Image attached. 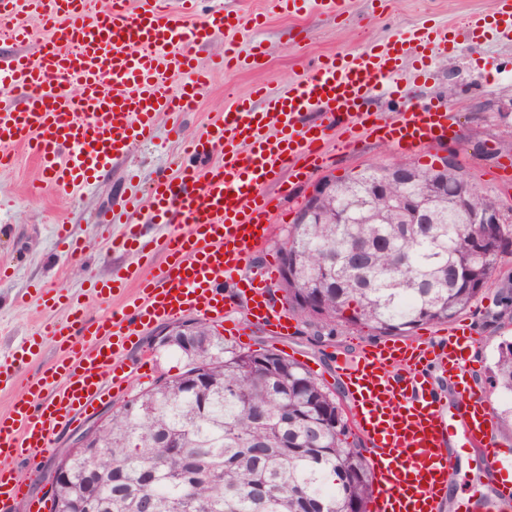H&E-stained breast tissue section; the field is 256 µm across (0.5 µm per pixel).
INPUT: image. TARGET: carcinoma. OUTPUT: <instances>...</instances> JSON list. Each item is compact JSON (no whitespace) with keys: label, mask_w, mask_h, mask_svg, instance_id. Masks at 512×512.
I'll list each match as a JSON object with an SVG mask.
<instances>
[{"label":"carcinoma","mask_w":512,"mask_h":512,"mask_svg":"<svg viewBox=\"0 0 512 512\" xmlns=\"http://www.w3.org/2000/svg\"><path fill=\"white\" fill-rule=\"evenodd\" d=\"M380 167L336 180L313 224L288 229L294 265L280 290L307 321H341L377 336L448 323L478 300L512 255V224H472L495 200L448 176L424 224H402L393 192L412 196L408 171L381 186ZM175 377L112 409L99 451L44 494L49 512L94 485L98 512H368L373 475L336 394L302 362L270 348L224 349L202 320ZM496 384L512 392V342L499 347Z\"/></svg>","instance_id":"1"}]
</instances>
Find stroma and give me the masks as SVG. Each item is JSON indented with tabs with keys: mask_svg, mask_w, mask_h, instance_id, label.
Returning a JSON list of instances; mask_svg holds the SVG:
<instances>
[{
	"mask_svg": "<svg viewBox=\"0 0 512 512\" xmlns=\"http://www.w3.org/2000/svg\"><path fill=\"white\" fill-rule=\"evenodd\" d=\"M500 0H389L379 8L371 0H346V12L335 17L321 6H314L300 18L272 15L259 30L244 28L237 36L242 44L261 40L267 54L260 65L216 74L198 97L195 109L176 117L162 115L156 122L154 138L130 155L113 163L94 188L65 193L46 189L37 163L25 152H18L12 168L0 172V355L8 354L43 323L65 322L66 308H44L39 291L63 290L72 299L85 302L89 316L102 314L106 303L92 293L95 281L111 278L130 263L128 255L112 252L113 237L122 225L103 224V212L119 203L131 190L148 191L160 176L174 174L182 162L181 139L200 136L241 98L256 88L270 93L311 74L319 59L332 53H357L372 44L407 38L424 22L439 24L460 21L469 15L495 12ZM408 97L393 94L376 98L374 107L386 120H393L407 98L448 101L451 109V136L444 141L404 151L359 134L353 147L333 142V161L327 173L344 178L368 165H391L408 160L419 167H430L438 156L456 151L464 173L481 193L496 200L512 222V41L496 35L461 40L454 53L440 62L428 81L403 77ZM292 191L279 195L269 187L273 198L272 231L266 241L245 261L240 277L260 280L270 261H279V245L311 189V179L292 182ZM65 224L69 236L83 246L79 257L69 256L59 244L55 227ZM512 289V261L496 271L485 292L461 321L472 324L480 336L474 352V384L490 398L492 410L512 403V395L493 386L494 364L502 341L512 340V316H504L500 296ZM291 335L274 336L264 327L252 324L248 309L238 305L228 312L231 320L246 326L248 349L276 348L306 364L337 392H344L342 381L333 370L336 357L354 350L357 343H377L366 328L337 325L332 334L317 335L313 324L304 322L296 311H288ZM58 356L52 341H45L16 375L12 384L0 390V413L8 412L20 397L32 374L51 368ZM85 421L61 432L55 453L33 452L19 471L32 496L42 497L40 475L50 473L57 453L69 447ZM492 472L484 455L474 452L461 457L452 474L448 500L470 501L484 512H497L491 495Z\"/></svg>",
	"mask_w": 512,
	"mask_h": 512,
	"instance_id": "stroma-1",
	"label": "stroma"
}]
</instances>
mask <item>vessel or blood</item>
Segmentation results:
<instances>
[{
    "label": "vessel or blood",
    "instance_id": "b4317fda",
    "mask_svg": "<svg viewBox=\"0 0 512 512\" xmlns=\"http://www.w3.org/2000/svg\"><path fill=\"white\" fill-rule=\"evenodd\" d=\"M309 2L266 0L264 13L246 18L218 10L188 25L184 19L194 0H112L108 12L94 14L85 0H0V18L11 22L0 36L38 45L33 58L0 56V83L23 93L20 105L0 107V165H10L23 148L54 190L92 186L112 162L152 136L158 114L188 110L212 71L240 64L231 36L244 22L261 26L270 12L294 16ZM489 33H512V0L459 27H423L405 40L326 57L282 94L238 100L189 141L188 163L176 175L158 178L151 194V222L173 227L164 243V267L147 274L136 266L97 282V295L119 300L101 317L88 318L81 303L71 304L68 329L47 330L61 352L51 373L28 380L23 397L0 414V512H43L44 502L18 478L19 465L30 451L52 452L62 429L125 392L132 373H144L148 355H141L135 370L126 364L139 329L189 313L223 318L229 303L224 285L267 238L266 189L285 166L298 177L322 168L331 128L350 135L359 126L403 149L446 140L447 104L411 101L382 123L370 102L407 64H414L416 76L430 77L450 43ZM221 36L223 53L201 65L195 48ZM312 112L318 123L305 124ZM139 210L131 197L113 212L112 222L125 232L111 246L144 258L155 246L136 219ZM264 276V284H245L237 295L255 323L282 336L288 320L268 292L278 278L276 264H268ZM477 341L463 323L444 336L394 338L336 360L348 410L369 447L372 512H445L448 473L455 458L474 448L483 449L491 470H499L503 451L494 438L489 397L468 381L469 352ZM41 347L32 338L0 357V383L9 384ZM432 365L454 371V402L434 390Z\"/></svg>",
    "mask_w": 512,
    "mask_h": 512
}]
</instances>
